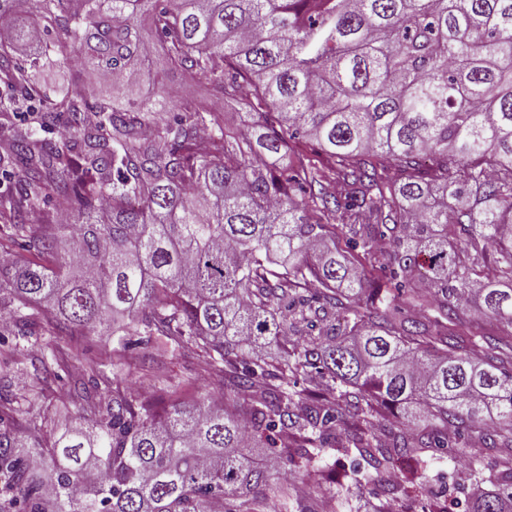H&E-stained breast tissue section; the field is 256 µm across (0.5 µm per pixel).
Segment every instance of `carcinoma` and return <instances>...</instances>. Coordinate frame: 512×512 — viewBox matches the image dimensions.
Listing matches in <instances>:
<instances>
[{
    "label": "carcinoma",
    "instance_id": "obj_1",
    "mask_svg": "<svg viewBox=\"0 0 512 512\" xmlns=\"http://www.w3.org/2000/svg\"><path fill=\"white\" fill-rule=\"evenodd\" d=\"M2 18L1 117L77 55L112 80L93 103L44 90L34 119L68 115L59 139L14 140L0 248L38 242L0 259L16 325L43 304L53 338L193 343L229 397L187 410L114 382L106 417L48 448L0 416V512H320L288 480L295 449L330 491L328 441L380 473L448 447L434 426L512 458V0H0ZM154 57L242 126L170 106ZM47 198L67 223L26 222ZM270 345L276 366L256 354ZM278 437L272 470L255 454ZM342 506L390 504L359 483ZM422 512H512V465L464 510L431 495Z\"/></svg>",
    "mask_w": 512,
    "mask_h": 512
}]
</instances>
